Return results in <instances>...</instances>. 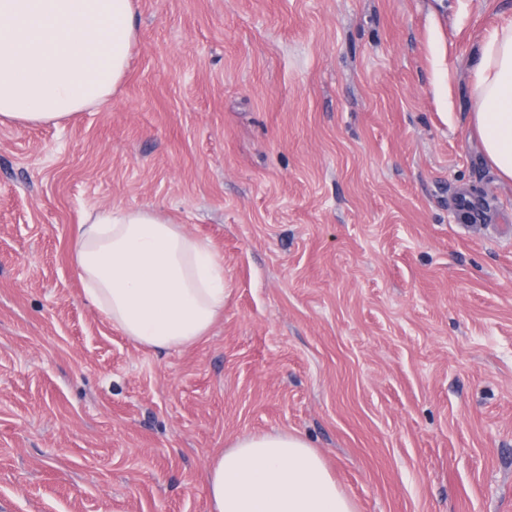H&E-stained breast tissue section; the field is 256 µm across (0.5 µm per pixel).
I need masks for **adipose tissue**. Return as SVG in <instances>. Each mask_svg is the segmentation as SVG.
Segmentation results:
<instances>
[{"label": "adipose tissue", "mask_w": 512, "mask_h": 512, "mask_svg": "<svg viewBox=\"0 0 512 512\" xmlns=\"http://www.w3.org/2000/svg\"><path fill=\"white\" fill-rule=\"evenodd\" d=\"M135 0H0V123L60 125L106 102L136 42ZM469 126L512 180V25L481 42ZM71 263L85 300L139 346L196 344L224 314V258L209 240L147 208L84 213ZM211 512H356L302 435L249 434L209 463Z\"/></svg>", "instance_id": "adipose-tissue-1"}]
</instances>
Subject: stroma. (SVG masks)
<instances>
[{
	"instance_id": "obj_1",
	"label": "stroma",
	"mask_w": 512,
	"mask_h": 512,
	"mask_svg": "<svg viewBox=\"0 0 512 512\" xmlns=\"http://www.w3.org/2000/svg\"><path fill=\"white\" fill-rule=\"evenodd\" d=\"M130 68L0 124V512H209L206 468L304 435L356 512H512V182L468 127L512 0H135ZM224 256L209 336L138 347L83 296L85 211Z\"/></svg>"
}]
</instances>
